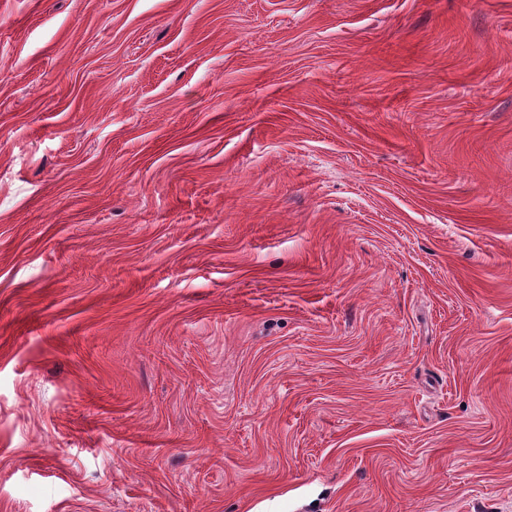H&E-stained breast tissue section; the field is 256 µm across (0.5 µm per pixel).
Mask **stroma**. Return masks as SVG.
Returning a JSON list of instances; mask_svg holds the SVG:
<instances>
[{"label":"stroma","mask_w":512,"mask_h":512,"mask_svg":"<svg viewBox=\"0 0 512 512\" xmlns=\"http://www.w3.org/2000/svg\"><path fill=\"white\" fill-rule=\"evenodd\" d=\"M0 512H512V0H0Z\"/></svg>","instance_id":"obj_1"}]
</instances>
